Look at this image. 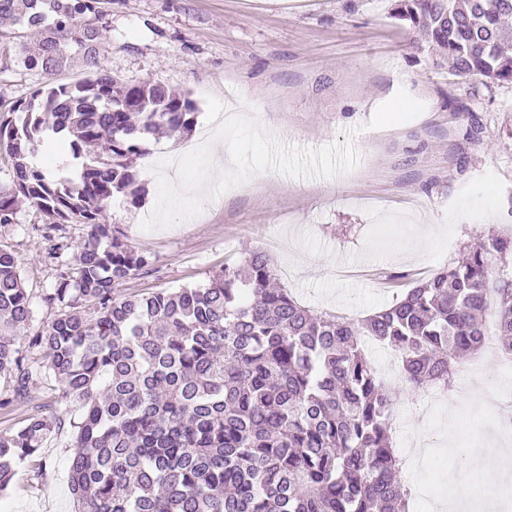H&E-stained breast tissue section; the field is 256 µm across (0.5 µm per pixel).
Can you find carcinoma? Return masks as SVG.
<instances>
[{
	"label": "carcinoma",
	"instance_id": "carcinoma-1",
	"mask_svg": "<svg viewBox=\"0 0 512 512\" xmlns=\"http://www.w3.org/2000/svg\"><path fill=\"white\" fill-rule=\"evenodd\" d=\"M109 0H0V33L36 29L22 41L30 69H63L79 56L90 76L37 90L0 117V153L12 188L0 224L20 198L48 218L45 258L57 264L44 301L57 310L32 326L18 258L0 250L1 405L26 404L40 378L59 408L0 432V492L43 439L74 429L70 486L78 512H409L391 431V385L376 376L365 341L399 355L409 390H451L461 366L487 341L494 309L501 350L512 355V237L487 235L461 258L361 319L322 313L272 288L262 251L226 262L202 287L122 295L152 258L105 222L116 194L140 204L133 160L158 129L189 136L195 106L158 82L115 89L100 62ZM512 0H401L393 17L426 32L432 53L459 78L512 83ZM69 139L73 158L95 149L78 180L34 162L47 133ZM85 224L72 245L65 225ZM497 277L491 278L493 269ZM36 349L29 362L20 342Z\"/></svg>",
	"mask_w": 512,
	"mask_h": 512
}]
</instances>
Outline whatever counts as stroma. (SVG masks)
Here are the masks:
<instances>
[{
	"instance_id": "1",
	"label": "stroma",
	"mask_w": 512,
	"mask_h": 512,
	"mask_svg": "<svg viewBox=\"0 0 512 512\" xmlns=\"http://www.w3.org/2000/svg\"><path fill=\"white\" fill-rule=\"evenodd\" d=\"M397 0H112L100 45L103 66L124 85L152 81L197 105L190 139L208 127L207 100L247 112L278 139L306 147L358 128L359 164L332 180L255 176L202 211L169 227L145 230L161 158L182 154L186 139L152 137L135 168L146 189L132 206L116 195L106 211L127 242L154 260L121 294L199 287L225 261L268 252L281 287L320 312L357 317L393 304L416 281L453 262L463 246L489 233L512 235V83L484 86L437 66L417 31L391 16ZM81 62L63 71L31 70L14 43L0 39V114L33 92L85 79ZM424 112L404 124L368 128L376 108L398 90ZM37 159L54 177L78 178L81 163L56 136ZM45 216L19 202L15 222L0 226V249L18 257L31 298L32 324L56 312L43 301L55 267L43 258ZM417 244V257L396 253ZM398 424L420 432L429 454L417 465L440 495L449 478L467 484L475 468L463 447L472 435L495 446L508 435L498 410L463 402L426 408L422 395L395 390ZM72 428L40 450L43 469L20 466L0 512H75L69 461Z\"/></svg>"
}]
</instances>
